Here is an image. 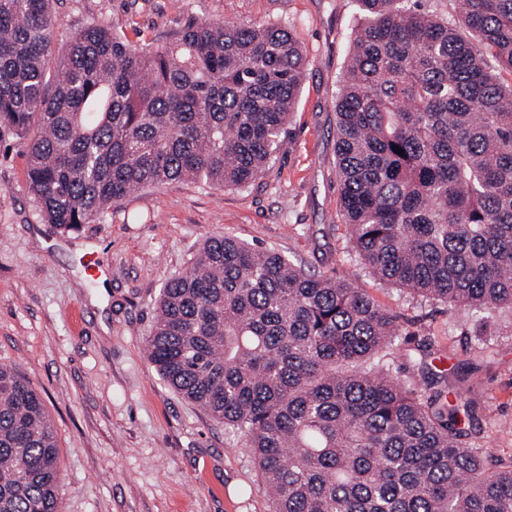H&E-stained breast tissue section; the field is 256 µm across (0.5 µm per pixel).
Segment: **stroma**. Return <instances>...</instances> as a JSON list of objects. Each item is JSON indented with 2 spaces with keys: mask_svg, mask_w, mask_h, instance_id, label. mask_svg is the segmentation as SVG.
I'll use <instances>...</instances> for the list:
<instances>
[{
  "mask_svg": "<svg viewBox=\"0 0 512 512\" xmlns=\"http://www.w3.org/2000/svg\"><path fill=\"white\" fill-rule=\"evenodd\" d=\"M53 18L60 46L91 22L156 47L192 20L286 23L308 61L292 134L264 176L244 188L142 189L106 223L76 232L42 223L24 149L0 137V364L27 379L54 423L62 512H271L240 435L172 389L145 353L160 289L207 237L230 234L353 281L400 316L405 348L431 347L433 371L473 359V318L380 282L348 248L335 101L360 20L355 0H54ZM92 246L107 277L96 288L81 264ZM487 342L470 377L475 445L510 455L512 311L497 313Z\"/></svg>",
  "mask_w": 512,
  "mask_h": 512,
  "instance_id": "1",
  "label": "stroma"
}]
</instances>
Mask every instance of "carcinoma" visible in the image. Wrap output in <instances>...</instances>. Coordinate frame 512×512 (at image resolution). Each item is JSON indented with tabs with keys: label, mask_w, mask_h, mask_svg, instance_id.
Listing matches in <instances>:
<instances>
[{
	"label": "carcinoma",
	"mask_w": 512,
	"mask_h": 512,
	"mask_svg": "<svg viewBox=\"0 0 512 512\" xmlns=\"http://www.w3.org/2000/svg\"><path fill=\"white\" fill-rule=\"evenodd\" d=\"M336 97L350 248L379 281L490 319L512 310V0H355ZM51 0H0V133L24 146L44 223L105 222L130 192L269 171L307 58L282 24L196 21L160 48L89 23L54 46ZM403 335L364 289L278 250L207 238L161 288L157 374L249 449L273 512H512V455L481 434L465 373L426 390L382 361ZM43 398L0 365V512H61Z\"/></svg>",
	"instance_id": "carcinoma-1"
}]
</instances>
